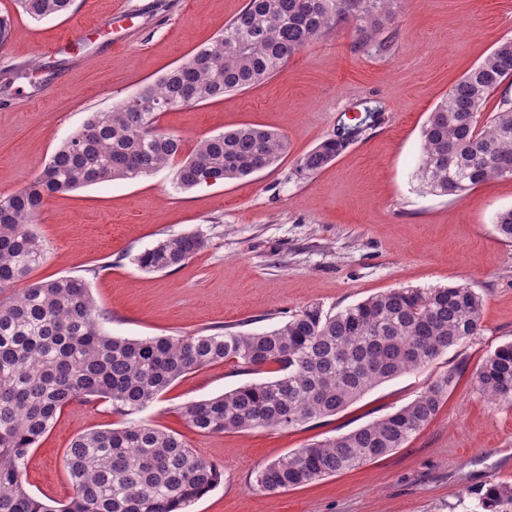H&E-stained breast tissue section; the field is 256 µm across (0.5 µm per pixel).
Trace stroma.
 Returning a JSON list of instances; mask_svg holds the SVG:
<instances>
[{"instance_id":"1","label":"stroma","mask_w":512,"mask_h":512,"mask_svg":"<svg viewBox=\"0 0 512 512\" xmlns=\"http://www.w3.org/2000/svg\"><path fill=\"white\" fill-rule=\"evenodd\" d=\"M245 0H73L68 14L36 22L0 0L13 34L0 44V196L32 180L91 113L108 110L220 35ZM125 7L119 24L114 9ZM388 50L357 48L341 25L268 81L224 99L164 112L160 126L188 142L246 124L284 134L288 153L241 180L184 191L167 167L49 199L35 229L48 245L28 282L84 278L115 336H194L268 331L310 304L338 311L401 287L467 285L483 298L481 327L429 367L386 381L340 413L297 428L205 434L183 407L261 380L220 363L177 379L146 409L113 415L109 404L65 407L31 452L26 486L63 503L73 494L64 465L89 429L148 424L179 434L224 472L187 512H472L485 487L512 483V403L476 388L485 356L512 342V243L497 213L512 207V177L464 197L437 196L416 178L420 131L464 74L512 41V0H413ZM76 57L50 61L58 39ZM372 102L376 125L321 171L302 176L300 156ZM204 250L174 270L147 273L136 254L186 232ZM455 371L434 419L404 447L356 469L280 492L259 490L262 465L351 432L413 401Z\"/></svg>"}]
</instances>
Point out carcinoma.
Masks as SVG:
<instances>
[{
	"instance_id": "1",
	"label": "carcinoma",
	"mask_w": 512,
	"mask_h": 512,
	"mask_svg": "<svg viewBox=\"0 0 512 512\" xmlns=\"http://www.w3.org/2000/svg\"><path fill=\"white\" fill-rule=\"evenodd\" d=\"M400 0H246L210 44L138 95L93 112L24 187L0 197V512H182L222 478L215 463L177 435L150 425L87 430L66 449L73 495L52 506L25 486L33 448L56 415L73 402L99 400L112 413L141 412L177 379L232 362L250 372L276 366L275 376L183 407L188 424L218 434L257 428L292 429L332 416L371 388L425 368L478 334L483 301L466 285L396 288L335 313L309 305L261 333L127 338L109 334L87 282L64 276L23 288L46 247L33 231L45 202L58 194L110 180L134 179L168 165L190 190L207 181L238 180L276 164L288 140L243 125L198 140L157 126L161 113L220 100L280 73L292 56L339 24L352 27L361 47L378 39L381 20H395ZM33 20L62 15L72 0H17ZM512 77V41L471 68L429 113L421 131L417 178L429 192L463 196L493 178L512 177V103L481 118L492 93ZM305 153L297 172L314 174L334 161L376 122L363 107ZM498 234L512 242V208L497 214ZM205 248L196 233L157 243L134 257L147 272L177 268ZM455 373L431 382L411 403L347 434L279 457L255 474L268 492L344 473L403 447L437 415ZM479 390L512 403V343L484 359ZM482 512H512V485L492 483L479 497Z\"/></svg>"
}]
</instances>
